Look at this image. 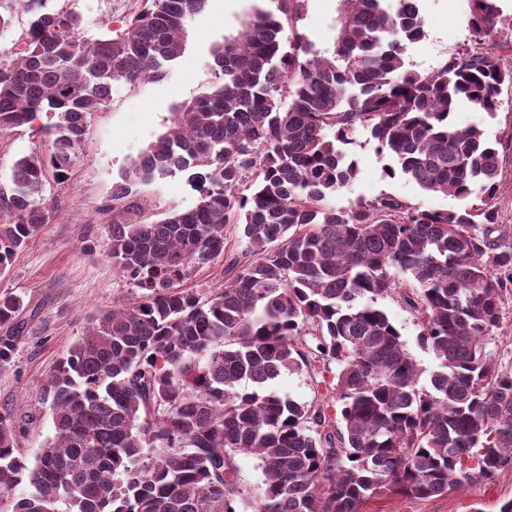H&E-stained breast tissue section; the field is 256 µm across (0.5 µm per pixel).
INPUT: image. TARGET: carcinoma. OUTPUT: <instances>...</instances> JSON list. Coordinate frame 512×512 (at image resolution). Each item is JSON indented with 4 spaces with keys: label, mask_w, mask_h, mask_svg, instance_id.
<instances>
[{
    "label": "carcinoma",
    "mask_w": 512,
    "mask_h": 512,
    "mask_svg": "<svg viewBox=\"0 0 512 512\" xmlns=\"http://www.w3.org/2000/svg\"><path fill=\"white\" fill-rule=\"evenodd\" d=\"M206 2L145 0L124 32L91 41L46 0H0V35L17 10L30 15L21 55L0 63V131L49 141L18 157L0 190V272L48 223L45 182L68 180L113 84L164 78ZM270 2L213 46L218 82L179 103L113 186L110 255L140 295L94 316L47 379L54 435L33 459L20 446L26 420L0 408L9 512H363L492 482L512 464V370L485 352L512 289V245L492 204L500 159L482 129L453 122L463 102L498 110L512 71L489 44L512 17L471 0L472 46L420 72L404 60L424 35L420 0H341L329 56L299 27L306 0ZM43 113L54 121L37 128ZM361 130L390 158L383 177L463 205L428 210L387 193L333 204L357 176L344 147ZM177 172L198 193L193 207L127 219L137 186ZM230 223L250 259L228 265L222 289L183 287L224 254ZM395 293L436 362L424 382L376 306ZM20 313L19 298L0 296V363ZM309 333L313 349L300 340ZM317 362L336 363L337 412L271 390ZM242 453L265 475L254 500L239 482ZM23 481L29 491L9 498Z\"/></svg>",
    "instance_id": "obj_1"
}]
</instances>
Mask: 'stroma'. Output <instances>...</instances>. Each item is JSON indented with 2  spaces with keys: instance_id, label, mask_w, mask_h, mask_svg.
I'll return each mask as SVG.
<instances>
[{
  "instance_id": "35a3bbf8",
  "label": "stroma",
  "mask_w": 512,
  "mask_h": 512,
  "mask_svg": "<svg viewBox=\"0 0 512 512\" xmlns=\"http://www.w3.org/2000/svg\"><path fill=\"white\" fill-rule=\"evenodd\" d=\"M258 4L259 0H208L204 11L190 22L186 50L171 64L166 78L133 88L114 85L110 100L89 121L69 180L45 185L43 199L53 220L42 225L11 267L0 273V296L21 298L29 313L9 363L0 365V406H12L30 418L29 433L22 443L26 454H34L40 443L54 434L43 387L60 358L83 336L93 314L130 303L137 295L110 258L114 184L129 171L137 154L167 130L175 106L214 84L212 46L237 35ZM142 7L141 0H49L47 4L51 11L78 14L81 32L89 38L116 35ZM470 8V0H421L425 34L421 40L407 44V65L428 71L450 53L468 47ZM339 9L340 0H308L300 26L316 50L332 49ZM499 100L500 108L494 113L460 104L453 120L460 128H482L497 148L500 174L494 204L499 224L512 232V84L502 85ZM375 147L364 132L348 146V153L358 162V174L352 184L333 194L336 206L390 193L424 209L460 208L459 200L425 191L406 177L383 179L385 160ZM47 148V139L27 129L0 131V187L10 185L12 166L19 156ZM197 199V193L178 173L139 186L130 217L160 219L165 212L194 206ZM224 238L223 256L196 268L187 287L204 294L223 287L229 258L241 256L247 249L240 225H225ZM378 304L401 332L411 356L421 367L432 369L431 355L417 342L421 331L418 316L396 295L379 299ZM501 307V322L487 341L486 351L499 367L512 369V291L505 293ZM509 499L512 465L490 483L475 481L428 499L388 497L381 507L382 512H499L501 503Z\"/></svg>"
}]
</instances>
